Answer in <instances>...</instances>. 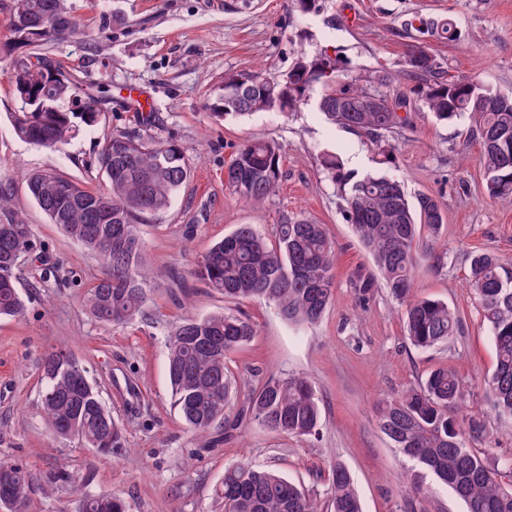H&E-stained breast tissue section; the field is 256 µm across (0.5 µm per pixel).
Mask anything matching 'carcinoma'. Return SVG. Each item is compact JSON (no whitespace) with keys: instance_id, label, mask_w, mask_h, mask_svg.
<instances>
[{"instance_id":"cac0c4a2","label":"carcinoma","mask_w":512,"mask_h":512,"mask_svg":"<svg viewBox=\"0 0 512 512\" xmlns=\"http://www.w3.org/2000/svg\"><path fill=\"white\" fill-rule=\"evenodd\" d=\"M24 18L13 17L11 37L0 45L9 60L6 71L19 107L10 120L16 135L45 148H58L68 138L73 119L97 124V100L88 99L78 112L60 103L77 96L79 87L61 73L42 47L78 31L68 0H19ZM407 73L420 79L416 98L439 122L463 116L471 121L482 154L484 189L492 199L512 196V96L496 92L473 78H441L442 63L427 49L408 54ZM320 87L318 109L333 124L370 138L382 163L394 160L395 147L384 134L403 127L408 116L372 107L371 95L389 98L392 77L378 74L360 85L348 80L338 61L327 54H300L281 79L258 74L230 75L210 110L218 119L279 110L293 112ZM151 114L135 131L117 130L106 137L99 163L110 187L94 191L56 172L26 177L28 194L71 239L101 262L102 272L86 298L91 315L105 324H121L141 313L148 299L149 277L140 264L143 241L138 225L161 213L191 174L182 148L173 140L150 134ZM322 170L343 186L345 216L372 256L378 274L360 273L354 291L368 298L382 278L404 312L407 340L429 349L457 335L459 316L448 303L418 297L413 291L415 254L424 238H437L445 214L440 202L421 195L410 201L404 185L383 174L358 179L344 173L334 153L322 158ZM226 189L239 201L259 206L275 194L281 179L279 144L272 138L242 145L224 166ZM12 187L0 183V317L23 314L26 303L18 287L20 260L39 258L31 225L11 207ZM335 245L325 225L283 215L274 239L251 224H239L214 243L197 261L194 275L224 295L227 302L259 300L274 305L295 325L318 323L336 288ZM471 285L491 334L496 366L485 380L491 408L512 418V268L489 254L471 260ZM256 335L255 327L232 310L204 318H186L168 338L167 368L174 409L185 425L207 433L217 423L234 430L248 416L278 435L315 437L320 424L319 399L303 375L271 377L242 405L229 374L227 356ZM42 410L55 436L77 439L109 455L123 447V433L106 409L88 371L69 351L46 353L40 363ZM464 388L456 371L445 365L425 380L385 401L377 424L407 459L402 478L405 493L400 512H434L428 477L447 487L465 505V512H512V458L491 456L470 442L483 438L486 420L463 414ZM30 473L0 462V492L6 491L25 512ZM330 512H363L349 469L341 462L328 478ZM224 512H322L321 503L302 485L247 460L224 468L215 489ZM83 512H126L116 496H98Z\"/></svg>"}]
</instances>
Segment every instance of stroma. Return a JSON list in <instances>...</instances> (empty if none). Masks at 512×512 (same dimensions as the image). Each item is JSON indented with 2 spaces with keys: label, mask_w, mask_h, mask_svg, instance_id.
Wrapping results in <instances>:
<instances>
[{
  "label": "stroma",
  "mask_w": 512,
  "mask_h": 512,
  "mask_svg": "<svg viewBox=\"0 0 512 512\" xmlns=\"http://www.w3.org/2000/svg\"><path fill=\"white\" fill-rule=\"evenodd\" d=\"M78 35L52 42L48 55L87 92L97 93L96 127L76 126L57 150L17 137L9 112L17 107L0 58V182L13 188L12 206L42 246L40 260L22 262L19 285L29 302L20 318H0V460L33 476L27 512H82L87 498L119 496L126 512H224L214 495L226 465L246 459L272 468L324 496L331 465L351 471L364 512H399L404 461L377 426L379 403L417 384L435 367L453 368L468 391L467 410L485 415L479 448L512 457V420L492 414L483 379L495 367L489 330L468 286L470 259L490 253L512 262V199L493 202L484 190L478 141L469 122L434 121L412 112L390 133L396 146L385 164L361 133L329 123L318 91L294 112L276 110L215 119L210 106L231 74L287 73L299 53L339 57L350 80L375 72L401 73L391 96L410 95L405 73L411 46H423L455 77L476 78L512 95V0H320L316 12L296 0H70ZM415 16L452 20L454 39L406 27ZM154 113L153 132L174 138L191 176L170 207L142 225L141 263L150 272L149 301L126 325L96 322L85 295L100 275L95 256L49 222L25 189V174L53 170L83 186L105 189L96 158L105 138L133 129ZM275 139L281 150L279 188L262 207L237 201L224 186V167L243 144ZM334 152L346 172H380L404 183L409 197L438 198L446 223L420 246L413 271L418 296L448 303L460 318L448 344L419 350L387 288L358 301L356 273L372 258L345 218L343 189L323 173L320 158ZM324 224L336 244V293L313 326L286 322L268 303L236 307L255 338L227 362L240 396L269 377L304 374L319 397V434L298 438L244 419L232 438L223 429L200 437L174 410L166 340L187 316L222 312L224 297L193 275L201 255L236 225L272 236L282 214ZM70 350L113 417L124 447L104 456L77 441L55 439L40 404V357Z\"/></svg>",
  "instance_id": "35a3bbf8"
}]
</instances>
